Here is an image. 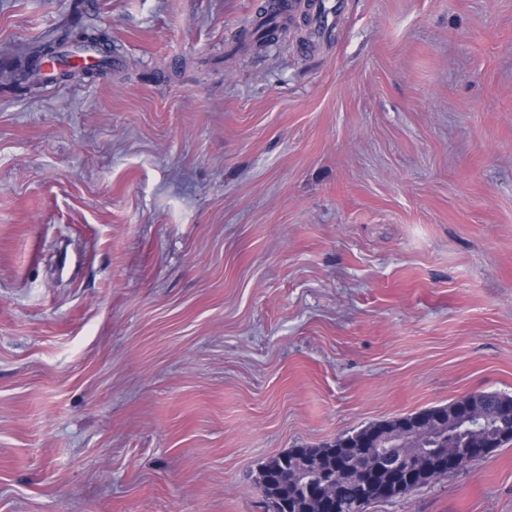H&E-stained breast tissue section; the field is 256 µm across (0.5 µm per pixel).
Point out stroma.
<instances>
[{
    "mask_svg": "<svg viewBox=\"0 0 512 512\" xmlns=\"http://www.w3.org/2000/svg\"><path fill=\"white\" fill-rule=\"evenodd\" d=\"M0 0V512H266L268 458L512 396V0ZM366 512H512V443ZM319 1H321V7L313 14L312 24L319 30L321 37L331 38L336 31V24L343 11V0ZM68 42L94 48L100 56L97 65L99 71L102 72L112 65V52H115L116 48L112 45V37L106 30L85 26L71 27L61 34H46L23 48L22 54L29 67L28 76L24 79L25 88L31 89L46 82L40 77L45 63L54 61L60 55L61 48Z\"/></svg>",
    "mask_w": 512,
    "mask_h": 512,
    "instance_id": "stroma-1",
    "label": "stroma"
}]
</instances>
